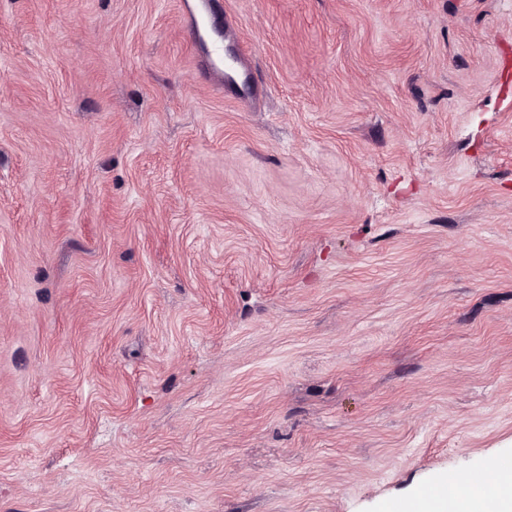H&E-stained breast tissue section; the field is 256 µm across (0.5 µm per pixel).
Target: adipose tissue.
Segmentation results:
<instances>
[{"mask_svg": "<svg viewBox=\"0 0 512 512\" xmlns=\"http://www.w3.org/2000/svg\"><path fill=\"white\" fill-rule=\"evenodd\" d=\"M406 512H512V470L489 468L479 486L461 483L453 494L427 504L411 499Z\"/></svg>", "mask_w": 512, "mask_h": 512, "instance_id": "obj_1", "label": "adipose tissue"}]
</instances>
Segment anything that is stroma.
<instances>
[{
	"mask_svg": "<svg viewBox=\"0 0 512 512\" xmlns=\"http://www.w3.org/2000/svg\"><path fill=\"white\" fill-rule=\"evenodd\" d=\"M200 11L0 0V512H391L512 459V0ZM243 78H238L235 83L224 80V93L234 96L237 103L256 106L265 98V90L247 77V82H244Z\"/></svg>",
	"mask_w": 512,
	"mask_h": 512,
	"instance_id": "obj_1",
	"label": "stroma"
}]
</instances>
